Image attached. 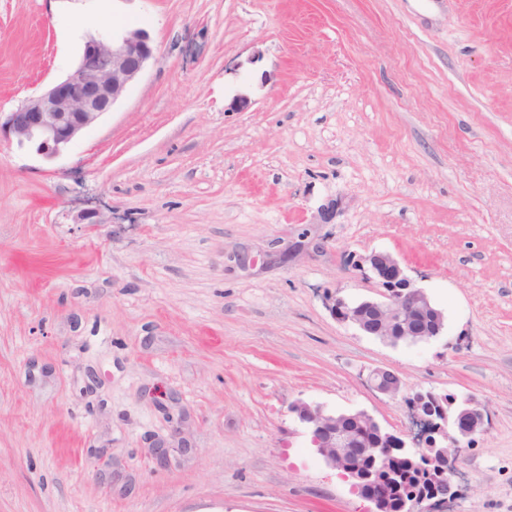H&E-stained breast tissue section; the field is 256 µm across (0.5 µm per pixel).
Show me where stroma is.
Masks as SVG:
<instances>
[{"label": "stroma", "mask_w": 512, "mask_h": 512, "mask_svg": "<svg viewBox=\"0 0 512 512\" xmlns=\"http://www.w3.org/2000/svg\"><path fill=\"white\" fill-rule=\"evenodd\" d=\"M104 22L155 47L124 96L56 158L0 144V512H368L291 407L401 432L417 390L488 413L448 512H512V0H116ZM73 24L0 0V113L74 69ZM298 240L319 249L281 261ZM372 251L442 336L330 316L325 292L377 297L343 264ZM368 383L374 391L385 395H396L403 387L397 373L386 368L372 369L368 375Z\"/></svg>", "instance_id": "stroma-1"}]
</instances>
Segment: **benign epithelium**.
<instances>
[{
	"label": "benign epithelium",
	"instance_id": "7a95c632",
	"mask_svg": "<svg viewBox=\"0 0 512 512\" xmlns=\"http://www.w3.org/2000/svg\"><path fill=\"white\" fill-rule=\"evenodd\" d=\"M154 57L148 32L132 28L112 37L90 36L83 46L77 67L64 80L44 92L31 96L14 111L0 119V140L28 146L46 158L60 155L80 134L91 127L123 96ZM346 264L375 283L380 298L349 302L334 292L323 301L330 315L340 323L368 331L367 312L378 320L376 335L383 340L403 339L407 343L427 341L442 335L445 314L435 306L425 291L416 287L400 261L388 252L352 253ZM420 319L431 322V328L418 329ZM369 386L385 395H396L403 382L392 370L374 368L368 375ZM409 429L399 435L387 430L364 410L330 412L319 404L298 401L292 412L303 425L317 455L333 470L354 480V488L373 505L372 512H385L386 497L368 494L365 486L371 480L360 474L355 461L373 457L378 446L366 441L375 433L379 441H390L402 449L421 450L432 460L447 462L448 469L439 476L440 489L428 496L404 498V512H445L448 503L460 496L454 480L457 462L465 447L482 433L487 414L470 396L452 397L442 408V418L428 416L421 403L407 406ZM467 425L459 428L457 420Z\"/></svg>",
	"mask_w": 512,
	"mask_h": 512
}]
</instances>
